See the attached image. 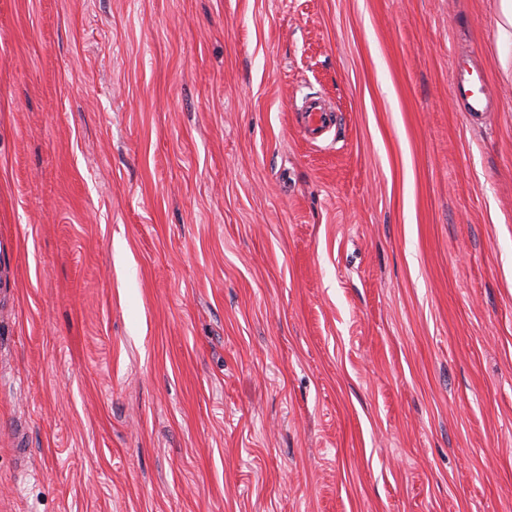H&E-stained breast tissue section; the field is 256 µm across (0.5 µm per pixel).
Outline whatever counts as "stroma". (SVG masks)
<instances>
[{"label":"stroma","instance_id":"obj_1","mask_svg":"<svg viewBox=\"0 0 512 512\" xmlns=\"http://www.w3.org/2000/svg\"><path fill=\"white\" fill-rule=\"evenodd\" d=\"M0 512H512L504 0H0ZM474 73L477 79L473 78ZM484 84V77L479 71L471 70L465 65L460 66L452 83V97L462 106L464 112H469L472 116H483L491 112L490 100ZM298 111L302 112L300 113V123L303 132L312 140L319 139L323 129L334 120V115L324 111L317 103L308 105L305 102L301 108H298Z\"/></svg>","mask_w":512,"mask_h":512}]
</instances>
